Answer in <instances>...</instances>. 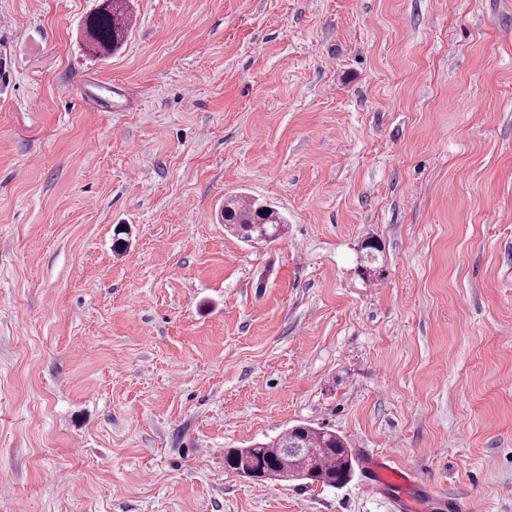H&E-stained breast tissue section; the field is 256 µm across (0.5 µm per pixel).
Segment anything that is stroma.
Returning <instances> with one entry per match:
<instances>
[{
	"mask_svg": "<svg viewBox=\"0 0 512 512\" xmlns=\"http://www.w3.org/2000/svg\"><path fill=\"white\" fill-rule=\"evenodd\" d=\"M98 2L0 0V512H390L225 470L299 422L512 512V0ZM129 0H101L83 21L88 48L96 55L109 54L125 42L130 31ZM257 202L247 201L241 204L240 200L230 199L224 202L222 214L219 219L230 228L241 233L247 241H260L271 243L283 234L284 221L276 209H260ZM223 217V219H222Z\"/></svg>",
	"mask_w": 512,
	"mask_h": 512,
	"instance_id": "35a3bbf8",
	"label": "stroma"
}]
</instances>
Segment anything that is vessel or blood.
Wrapping results in <instances>:
<instances>
[{
    "label": "vessel or blood",
    "mask_w": 512,
    "mask_h": 512,
    "mask_svg": "<svg viewBox=\"0 0 512 512\" xmlns=\"http://www.w3.org/2000/svg\"><path fill=\"white\" fill-rule=\"evenodd\" d=\"M366 481L377 491L390 492L394 512H437L438 501L424 489L408 495L411 480L407 471L395 467L389 457L372 452L365 457Z\"/></svg>",
    "instance_id": "1"
}]
</instances>
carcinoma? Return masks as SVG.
Instances as JSON below:
<instances>
[{
	"instance_id": "1",
	"label": "carcinoma",
	"mask_w": 512,
	"mask_h": 512,
	"mask_svg": "<svg viewBox=\"0 0 512 512\" xmlns=\"http://www.w3.org/2000/svg\"><path fill=\"white\" fill-rule=\"evenodd\" d=\"M129 0H101L83 21L88 48L96 55L117 50L130 31ZM224 224L248 240L271 243L283 234V217L259 203L230 199L222 210ZM224 467L238 475L253 474L266 481H303L309 485L342 487L355 474L356 459L347 441L334 431L299 423L277 439L250 448L224 452Z\"/></svg>"
}]
</instances>
